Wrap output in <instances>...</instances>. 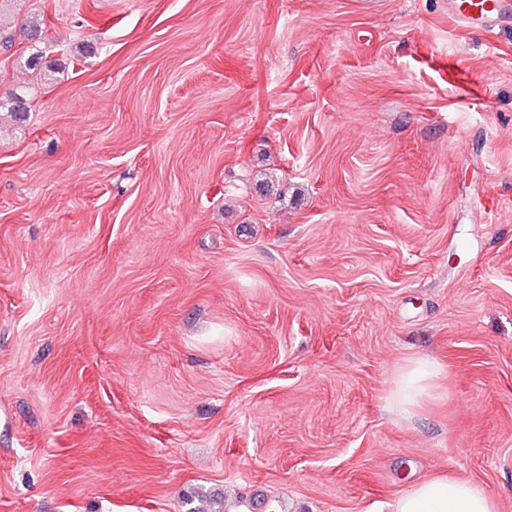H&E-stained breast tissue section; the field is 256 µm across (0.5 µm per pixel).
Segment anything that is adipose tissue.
<instances>
[{"label": "adipose tissue", "mask_w": 512, "mask_h": 512, "mask_svg": "<svg viewBox=\"0 0 512 512\" xmlns=\"http://www.w3.org/2000/svg\"><path fill=\"white\" fill-rule=\"evenodd\" d=\"M439 366L418 358L396 377L394 400L405 409L418 408L436 388ZM395 512H498L496 500L472 481L438 473L420 481L396 502Z\"/></svg>", "instance_id": "obj_1"}]
</instances>
